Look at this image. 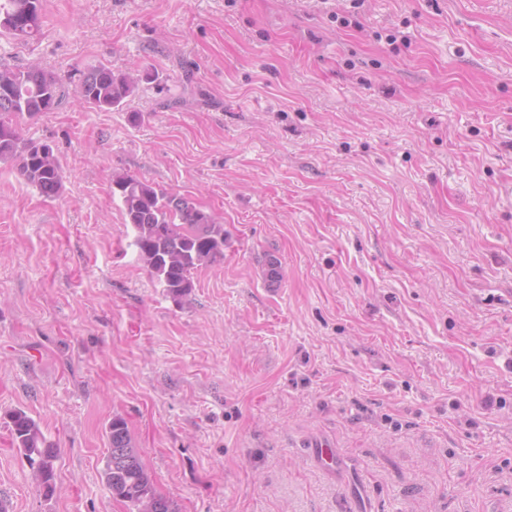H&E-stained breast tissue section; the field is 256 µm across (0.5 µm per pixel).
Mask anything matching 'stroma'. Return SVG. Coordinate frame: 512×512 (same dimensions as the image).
<instances>
[{"label": "stroma", "instance_id": "obj_1", "mask_svg": "<svg viewBox=\"0 0 512 512\" xmlns=\"http://www.w3.org/2000/svg\"><path fill=\"white\" fill-rule=\"evenodd\" d=\"M31 63L67 96L17 129L63 184L0 161L9 512H128L116 415L177 512H512V0H43L35 40L0 32ZM99 64L118 108L79 98ZM119 176L223 224L183 303ZM15 408L58 450L51 498ZM133 92L128 77L116 74L112 68L97 66L82 72L79 78L81 100L100 110H111L122 104Z\"/></svg>", "mask_w": 512, "mask_h": 512}]
</instances>
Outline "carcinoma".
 <instances>
[{"instance_id": "cac0c4a2", "label": "carcinoma", "mask_w": 512, "mask_h": 512, "mask_svg": "<svg viewBox=\"0 0 512 512\" xmlns=\"http://www.w3.org/2000/svg\"><path fill=\"white\" fill-rule=\"evenodd\" d=\"M43 0H0V29L19 40L34 37L42 25ZM0 159L17 164L19 174L46 197L59 193L63 171L53 147L20 137L12 118H30L60 106L66 88L52 73L37 65L0 68ZM133 92L128 77L97 66L81 73V100L100 110L122 104ZM124 206L127 223L136 232L135 244L151 275L166 294L180 304L194 288L192 272L224 257V225L190 199L166 194L133 177L113 181ZM12 447L34 471L37 486L50 497L55 490L57 448L47 441L39 423L18 408L7 414ZM109 448L101 477L112 497L127 503L130 512H177L156 492L151 475L132 443L127 422L114 416L108 424Z\"/></svg>"}]
</instances>
